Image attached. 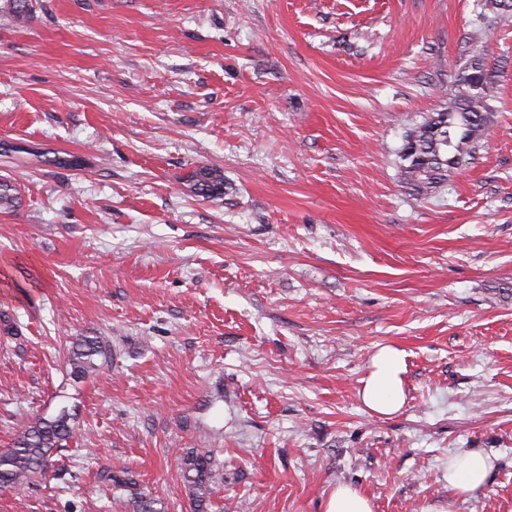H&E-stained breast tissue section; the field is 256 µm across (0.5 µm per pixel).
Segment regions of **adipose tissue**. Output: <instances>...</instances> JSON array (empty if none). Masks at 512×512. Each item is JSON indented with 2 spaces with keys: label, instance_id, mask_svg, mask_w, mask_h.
Here are the masks:
<instances>
[{
  "label": "adipose tissue",
  "instance_id": "obj_1",
  "mask_svg": "<svg viewBox=\"0 0 512 512\" xmlns=\"http://www.w3.org/2000/svg\"><path fill=\"white\" fill-rule=\"evenodd\" d=\"M405 373L404 354L397 348H381L372 357L360 389L362 402L371 414L388 417L403 408ZM489 469L486 457L480 453L456 458L448 465V487L458 494L475 491L484 484Z\"/></svg>",
  "mask_w": 512,
  "mask_h": 512
}]
</instances>
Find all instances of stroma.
Here are the masks:
<instances>
[{
	"mask_svg": "<svg viewBox=\"0 0 512 512\" xmlns=\"http://www.w3.org/2000/svg\"><path fill=\"white\" fill-rule=\"evenodd\" d=\"M4 21L0 451L68 409L54 477L0 512H131L103 470L192 512L180 458L210 452L208 512H512V10L485 0H34ZM484 29L496 117L412 195L398 154ZM220 170L224 193L191 189ZM112 357L75 381L69 349ZM406 404L358 394L379 347ZM488 456L460 495L448 463ZM110 356L111 347L103 337L78 336L69 353L70 374L75 380L82 381L98 369L95 357H100L105 362ZM324 512H373V504L358 488L340 484L327 501Z\"/></svg>",
	"mask_w": 512,
	"mask_h": 512,
	"instance_id": "35a3bbf8",
	"label": "stroma"
}]
</instances>
